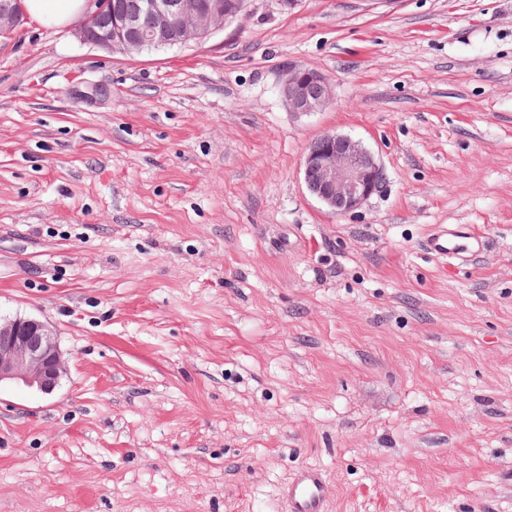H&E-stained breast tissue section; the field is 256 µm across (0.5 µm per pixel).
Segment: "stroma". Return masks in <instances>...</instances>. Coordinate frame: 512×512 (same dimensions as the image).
<instances>
[{"mask_svg":"<svg viewBox=\"0 0 512 512\" xmlns=\"http://www.w3.org/2000/svg\"><path fill=\"white\" fill-rule=\"evenodd\" d=\"M333 99L290 112L285 67ZM96 85L106 94L83 97ZM337 131L384 185L337 216ZM489 246L441 267L422 242ZM51 394L0 390V512H512V0H248L203 42L0 36V318ZM308 191L331 213L344 215L380 192L383 168L375 155L352 137L327 131L308 146L302 164ZM485 236L473 226L467 224L440 225L431 232L422 244L423 250L436 259L448 261V258L468 261L462 253H477L485 246ZM66 371V363L51 330L42 322L0 320V389L22 383L49 394ZM327 492L321 471L310 467L298 470L286 487L289 512H326Z\"/></svg>","mask_w":512,"mask_h":512,"instance_id":"stroma-1","label":"stroma"}]
</instances>
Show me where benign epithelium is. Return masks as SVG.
Returning a JSON list of instances; mask_svg holds the SVG:
<instances>
[{
    "label": "benign epithelium",
    "instance_id": "7a95c632",
    "mask_svg": "<svg viewBox=\"0 0 512 512\" xmlns=\"http://www.w3.org/2000/svg\"><path fill=\"white\" fill-rule=\"evenodd\" d=\"M240 12L223 0H96V10L74 26L80 41L121 54H139L165 46L202 41ZM22 18L21 0L0 10V35L10 34ZM288 109L311 114L332 100L328 78L319 71L288 67L281 82ZM308 191L331 213L344 215L380 192L383 168L375 155L352 137L327 131L308 146L302 164ZM66 363L51 330L42 322L0 320V386L21 383L41 393L52 392Z\"/></svg>",
    "mask_w": 512,
    "mask_h": 512
}]
</instances>
